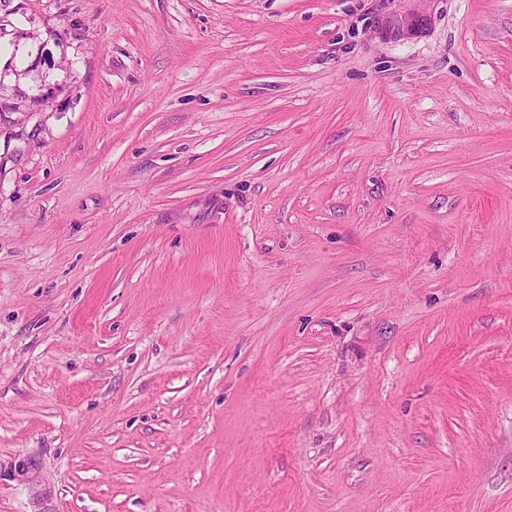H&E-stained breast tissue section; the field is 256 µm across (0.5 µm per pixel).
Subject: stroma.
I'll use <instances>...</instances> for the list:
<instances>
[{"instance_id":"35a3bbf8","label":"stroma","mask_w":512,"mask_h":512,"mask_svg":"<svg viewBox=\"0 0 512 512\" xmlns=\"http://www.w3.org/2000/svg\"><path fill=\"white\" fill-rule=\"evenodd\" d=\"M0 512H512V0H0Z\"/></svg>"}]
</instances>
